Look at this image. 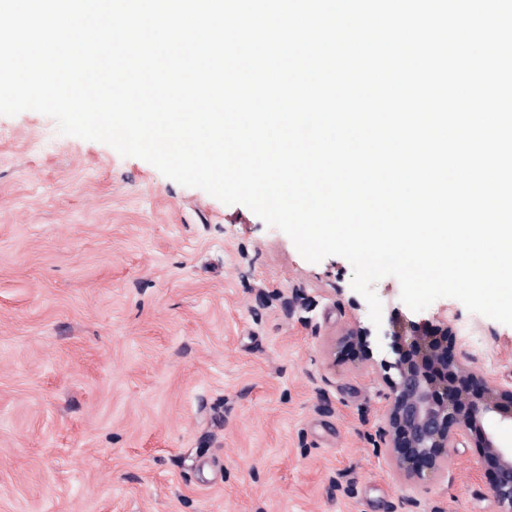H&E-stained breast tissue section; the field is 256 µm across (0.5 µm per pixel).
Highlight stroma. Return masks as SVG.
<instances>
[{
  "label": "stroma",
  "instance_id": "35a3bbf8",
  "mask_svg": "<svg viewBox=\"0 0 512 512\" xmlns=\"http://www.w3.org/2000/svg\"><path fill=\"white\" fill-rule=\"evenodd\" d=\"M351 279L244 205L0 115V512H497L477 449L398 475L379 362L337 341L370 322ZM374 291L512 386V325Z\"/></svg>",
  "mask_w": 512,
  "mask_h": 512
}]
</instances>
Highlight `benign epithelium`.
<instances>
[{
  "mask_svg": "<svg viewBox=\"0 0 512 512\" xmlns=\"http://www.w3.org/2000/svg\"><path fill=\"white\" fill-rule=\"evenodd\" d=\"M369 329L356 323L340 341L365 345ZM392 357L380 367L391 391L386 413L390 451L401 477L417 484L442 469L448 453L477 448L494 464L490 491L499 512H512V388L479 375L465 357L448 351V324L392 321L383 331Z\"/></svg>",
  "mask_w": 512,
  "mask_h": 512,
  "instance_id": "7a95c632",
  "label": "benign epithelium"
}]
</instances>
